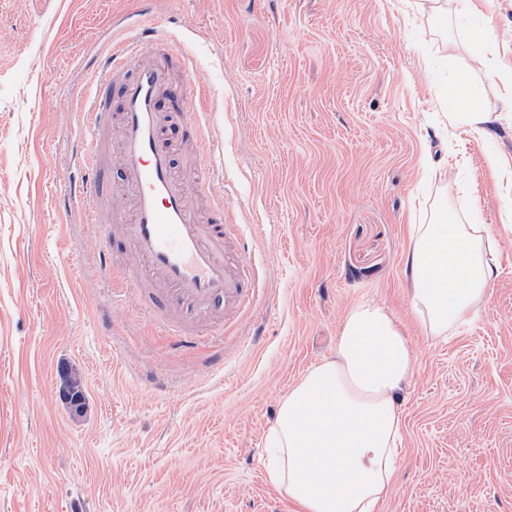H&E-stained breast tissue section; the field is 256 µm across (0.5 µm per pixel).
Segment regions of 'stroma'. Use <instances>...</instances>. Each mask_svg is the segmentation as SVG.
I'll use <instances>...</instances> for the list:
<instances>
[{"label":"stroma","mask_w":512,"mask_h":512,"mask_svg":"<svg viewBox=\"0 0 512 512\" xmlns=\"http://www.w3.org/2000/svg\"><path fill=\"white\" fill-rule=\"evenodd\" d=\"M155 0L207 90L177 165L208 203L215 143L259 267L255 310L179 354L100 272L63 198L87 138L73 99L138 0H0V512H298L266 440L303 373L372 302L408 336L400 460L381 512H512V0ZM498 120L448 122L454 81ZM497 155L500 166L488 162ZM485 224L498 274L447 338L415 313L413 224ZM78 368L86 410L60 396Z\"/></svg>","instance_id":"1"}]
</instances>
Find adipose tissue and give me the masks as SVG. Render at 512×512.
Instances as JSON below:
<instances>
[{"instance_id": "adipose-tissue-1", "label": "adipose tissue", "mask_w": 512, "mask_h": 512, "mask_svg": "<svg viewBox=\"0 0 512 512\" xmlns=\"http://www.w3.org/2000/svg\"><path fill=\"white\" fill-rule=\"evenodd\" d=\"M405 259L412 305L441 336L483 300L494 267L482 224H414ZM415 356L395 319L362 303L347 316L336 353L309 369L279 406L269 481L301 512H378L399 456L396 402Z\"/></svg>"}]
</instances>
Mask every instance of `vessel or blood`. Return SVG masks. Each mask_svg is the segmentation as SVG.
I'll return each mask as SVG.
<instances>
[{
  "mask_svg": "<svg viewBox=\"0 0 512 512\" xmlns=\"http://www.w3.org/2000/svg\"><path fill=\"white\" fill-rule=\"evenodd\" d=\"M169 45L165 30L130 25L113 35L89 69L90 99L80 102L89 132L76 153L78 173L68 194L88 223L110 220L99 264L110 280L146 294L145 309L173 349H195L201 337L224 333V316L250 307L257 277L244 259L248 244L224 222V194L199 210L179 172L171 114L185 98L204 99L191 63L181 84L145 44ZM124 211L104 214L116 190ZM133 263L118 265L114 254Z\"/></svg>",
  "mask_w": 512,
  "mask_h": 512,
  "instance_id": "1",
  "label": "vessel or blood"
}]
</instances>
